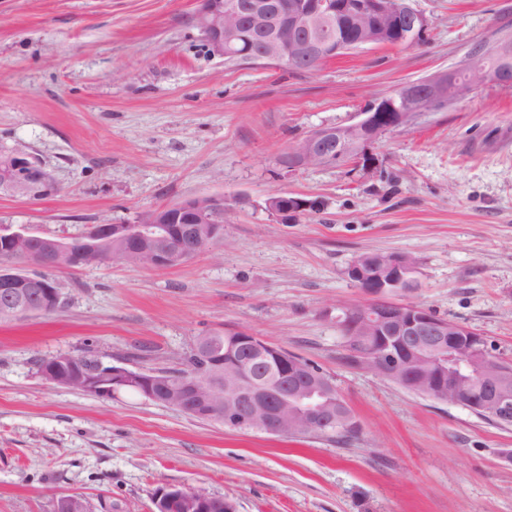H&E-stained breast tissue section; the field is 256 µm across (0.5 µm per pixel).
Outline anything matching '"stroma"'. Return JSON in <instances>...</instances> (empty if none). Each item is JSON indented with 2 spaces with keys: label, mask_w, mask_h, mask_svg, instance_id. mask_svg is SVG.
<instances>
[{
  "label": "stroma",
  "mask_w": 512,
  "mask_h": 512,
  "mask_svg": "<svg viewBox=\"0 0 512 512\" xmlns=\"http://www.w3.org/2000/svg\"><path fill=\"white\" fill-rule=\"evenodd\" d=\"M425 44L364 47L314 71L206 52L198 0H0V143L57 190L0 196V226L71 239L160 206L224 200V236L177 268L53 272L65 303L0 322V512H154L184 485L238 512H512V426L349 364L337 321L370 303L347 269L409 254L417 304L512 363V86L486 81L385 132L366 159L284 168L309 131L512 33V0H412ZM285 192L319 211L283 224ZM242 331L318 365L359 425L345 442L239 432L127 393L47 384L37 359L93 345L113 364L178 368L194 340Z\"/></svg>",
  "instance_id": "35a3bbf8"
}]
</instances>
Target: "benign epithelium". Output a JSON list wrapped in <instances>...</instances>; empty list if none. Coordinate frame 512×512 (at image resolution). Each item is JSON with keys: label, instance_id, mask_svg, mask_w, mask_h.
Here are the masks:
<instances>
[{"label": "benign epithelium", "instance_id": "1", "mask_svg": "<svg viewBox=\"0 0 512 512\" xmlns=\"http://www.w3.org/2000/svg\"><path fill=\"white\" fill-rule=\"evenodd\" d=\"M338 16L345 17L356 38L352 42L326 43L321 30ZM195 23L213 48V54L234 56L243 27L260 35V59L285 66L306 64L314 71L325 61L365 46L413 47L421 43L430 20L409 0H199ZM486 54L499 66L494 80L512 86V36H503ZM484 56L470 55L467 79L454 73L409 81L393 93L374 99L348 124L313 130L281 158L290 169L331 165L340 159H367L366 148L381 134L416 122L424 113L475 90L485 75ZM57 190L53 174L33 153L12 147L0 168V194L17 199L43 198ZM312 202L286 192L270 197L267 207L283 224L310 209ZM224 198L202 196L152 211L134 224H98L81 240L37 235L25 227H0V255L26 256L34 243L53 268L85 265L92 251L119 247L143 256L153 268H175L199 254V248L224 235ZM417 263L407 255L380 254L356 257L348 277L375 300L345 308L344 326L351 341L362 336L380 337L379 345L364 353L362 364L396 384L408 388L422 382V371L432 377V395L439 401L472 407L505 424L512 422V366L488 356L485 339L474 330L435 317L417 305H398L381 297L405 292L416 284ZM0 316L12 319L36 314L63 304L58 284L0 268ZM234 346L263 354L268 344L258 336L234 331ZM201 364L191 373L161 378L157 372H140L114 366L100 356L63 355L54 358L45 373L62 381L76 379L81 388L102 397L121 390L139 393L146 400L173 396L178 399L199 391L200 382L224 375V397L194 400L192 413L205 419L222 418L224 425L243 431L288 436L298 432L318 434L338 424V407L347 406L331 378L310 364L294 359L288 371L273 379L257 376L249 358L224 360L209 348L194 345ZM61 512H89L77 495L56 499ZM157 512H237L236 503L217 500L181 486L159 490Z\"/></svg>", "mask_w": 512, "mask_h": 512}]
</instances>
